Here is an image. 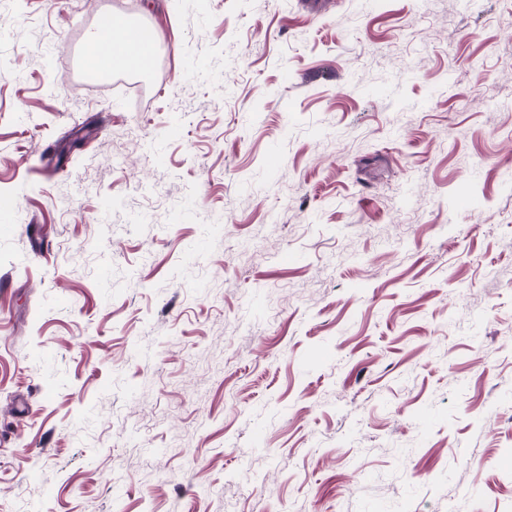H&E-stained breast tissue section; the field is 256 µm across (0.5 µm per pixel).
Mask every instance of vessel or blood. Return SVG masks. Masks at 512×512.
<instances>
[{
  "label": "vessel or blood",
  "mask_w": 512,
  "mask_h": 512,
  "mask_svg": "<svg viewBox=\"0 0 512 512\" xmlns=\"http://www.w3.org/2000/svg\"><path fill=\"white\" fill-rule=\"evenodd\" d=\"M113 23L121 28L118 40L120 50L117 57L102 59L99 65L101 75H109L112 69L118 66L130 70H149L155 59L157 33L131 23L127 17L121 15L111 17L104 14L99 19L100 26L105 29Z\"/></svg>",
  "instance_id": "b4317fda"
}]
</instances>
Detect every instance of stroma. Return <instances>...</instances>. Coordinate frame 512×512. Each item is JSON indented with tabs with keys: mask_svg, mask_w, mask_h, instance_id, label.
Listing matches in <instances>:
<instances>
[{
	"mask_svg": "<svg viewBox=\"0 0 512 512\" xmlns=\"http://www.w3.org/2000/svg\"><path fill=\"white\" fill-rule=\"evenodd\" d=\"M5 197L0 512H512V0H0ZM113 23L121 28L120 38L117 41L120 47L117 57H113L115 43L113 39L102 42L97 30L90 35V64L94 65L98 56L107 57L101 60L99 70L103 77H107L112 68L121 66L126 69H142L148 71L155 59V48L158 44V35L155 31L142 28L131 23L121 15H112ZM111 58V59H108Z\"/></svg>",
	"mask_w": 512,
	"mask_h": 512,
	"instance_id": "stroma-1",
	"label": "stroma"
}]
</instances>
